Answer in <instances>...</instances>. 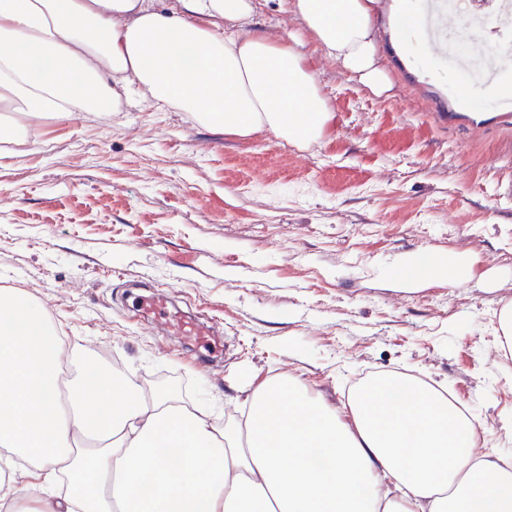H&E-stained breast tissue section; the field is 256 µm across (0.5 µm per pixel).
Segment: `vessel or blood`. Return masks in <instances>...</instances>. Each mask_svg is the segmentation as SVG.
<instances>
[{"instance_id":"obj_1","label":"vessel or blood","mask_w":512,"mask_h":512,"mask_svg":"<svg viewBox=\"0 0 512 512\" xmlns=\"http://www.w3.org/2000/svg\"><path fill=\"white\" fill-rule=\"evenodd\" d=\"M470 4L487 52L476 55L441 53L440 48L447 45L450 32L448 0H426L415 20L418 44L439 66H453L462 74L466 85L478 87L485 96L497 100L499 120L511 122L512 67L504 64L503 57L512 55V0H470ZM171 299L170 292L150 289L139 295L138 310L163 334L194 340L208 356L218 355L213 326L199 316L175 309Z\"/></svg>"}]
</instances>
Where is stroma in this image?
I'll use <instances>...</instances> for the list:
<instances>
[{
    "label": "stroma",
    "mask_w": 512,
    "mask_h": 512,
    "mask_svg": "<svg viewBox=\"0 0 512 512\" xmlns=\"http://www.w3.org/2000/svg\"><path fill=\"white\" fill-rule=\"evenodd\" d=\"M381 2L391 90L315 57L334 119L308 147L214 134L134 94L107 118L42 121L0 156V289L22 288L79 352L220 418L274 376L343 415L356 384L406 374L445 387L479 449L512 458V367L487 355L512 305V126L475 87L453 108L455 70L434 80L410 14ZM430 253L466 283L402 287L397 263ZM142 283L213 319L222 356L131 317Z\"/></svg>",
    "instance_id": "1"
}]
</instances>
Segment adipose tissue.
<instances>
[{
    "instance_id": "adipose-tissue-1",
    "label": "adipose tissue",
    "mask_w": 512,
    "mask_h": 512,
    "mask_svg": "<svg viewBox=\"0 0 512 512\" xmlns=\"http://www.w3.org/2000/svg\"><path fill=\"white\" fill-rule=\"evenodd\" d=\"M309 43L374 95L380 0H281ZM255 0H0V143L32 121L117 112L123 95L259 130L304 148L332 110L298 40L236 31ZM404 284L466 276L438 256L399 262ZM0 512H512V463L477 457L478 433L435 388L389 376L349 420L293 379H268L246 414L147 392L75 357L23 290H0Z\"/></svg>"
}]
</instances>
